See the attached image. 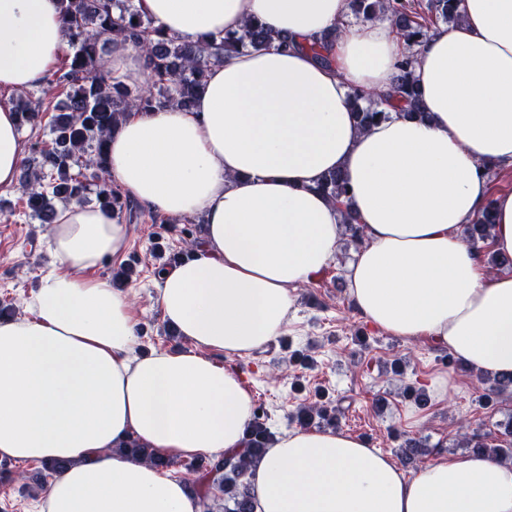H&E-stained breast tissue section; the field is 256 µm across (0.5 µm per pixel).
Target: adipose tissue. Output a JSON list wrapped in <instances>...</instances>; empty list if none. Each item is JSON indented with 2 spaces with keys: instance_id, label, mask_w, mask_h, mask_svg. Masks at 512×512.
<instances>
[{
  "instance_id": "ef3b65f1",
  "label": "adipose tissue",
  "mask_w": 512,
  "mask_h": 512,
  "mask_svg": "<svg viewBox=\"0 0 512 512\" xmlns=\"http://www.w3.org/2000/svg\"><path fill=\"white\" fill-rule=\"evenodd\" d=\"M168 35L201 44L246 21L288 35V51L212 64L191 109L133 111L107 142L108 169L148 213L204 218L202 244L159 276L162 318L189 344L141 350L127 292L94 271L127 227L99 206L60 205L58 272L25 314L0 320V461L69 460L40 512H199L179 477L123 451L129 439L178 459L245 448L254 405L236 358L284 335L293 289L334 259L345 228L316 189L341 171L365 231L346 268L355 310L392 336L425 338L461 365L512 372V273L489 270L459 236L492 208L493 252L512 256V0H460L461 21L419 48L423 117L362 127L353 90L388 88L403 40L385 20L341 27L347 0H134ZM324 43V58L310 46ZM66 42L60 0H0V89L40 84ZM113 81L150 77L116 40ZM24 157L0 104V189ZM255 512H512V462L464 453L405 475L366 440L296 428L253 471Z\"/></svg>"
}]
</instances>
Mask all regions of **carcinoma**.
Returning a JSON list of instances; mask_svg holds the SVG:
<instances>
[{"label": "carcinoma", "mask_w": 512, "mask_h": 512, "mask_svg": "<svg viewBox=\"0 0 512 512\" xmlns=\"http://www.w3.org/2000/svg\"><path fill=\"white\" fill-rule=\"evenodd\" d=\"M349 7L351 18L357 22L370 18L391 21L406 45L387 91L353 92L358 123L369 126L388 118L389 113L379 109L384 102L409 113L420 111L413 72L419 46L429 36V30L417 20L415 4L411 0H349ZM61 9L69 52L63 68L54 73L55 79L48 86L65 88L66 100L52 109L49 140L29 144L32 158L23 163L22 174L26 208L43 224L53 223L55 202L82 204L91 194L99 205L118 216L132 209L112 180L107 160V138L125 113L149 112L174 104L188 109L202 88L211 63L244 51L292 46L288 37L256 23L211 43L193 46L163 34L152 19L137 12L133 0H61ZM427 10L444 23H457V0H428ZM115 38L130 41L146 56L151 71L147 87L132 89L112 83L105 48ZM32 97L33 92L27 90L11 99L22 128L36 127L43 119L39 107L32 105ZM318 187L335 204L347 194L346 183L336 172L324 176ZM492 224V212L486 207L473 223L464 226L465 241L472 246L486 242ZM505 394L512 396V374L493 378L483 400L488 403L492 396ZM292 418L303 426L336 428V408L319 401L297 407ZM272 438L273 433L257 409L246 448L231 456L195 458L183 465V477L199 498L202 512H254L250 496L252 471ZM465 444L511 462L512 420L504 425L495 447L482 441L473 443L469 438ZM402 448L414 463L422 462L427 455V444L418 437L405 439ZM128 451L161 468L174 464L134 441L128 443Z\"/></svg>", "instance_id": "1"}]
</instances>
